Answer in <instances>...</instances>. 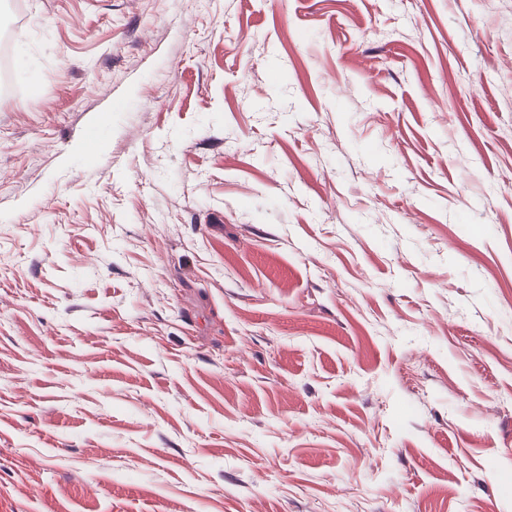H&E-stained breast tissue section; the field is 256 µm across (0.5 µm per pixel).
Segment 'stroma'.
I'll list each match as a JSON object with an SVG mask.
<instances>
[{
    "mask_svg": "<svg viewBox=\"0 0 512 512\" xmlns=\"http://www.w3.org/2000/svg\"><path fill=\"white\" fill-rule=\"evenodd\" d=\"M0 512H512V0H22Z\"/></svg>",
    "mask_w": 512,
    "mask_h": 512,
    "instance_id": "1",
    "label": "stroma"
}]
</instances>
